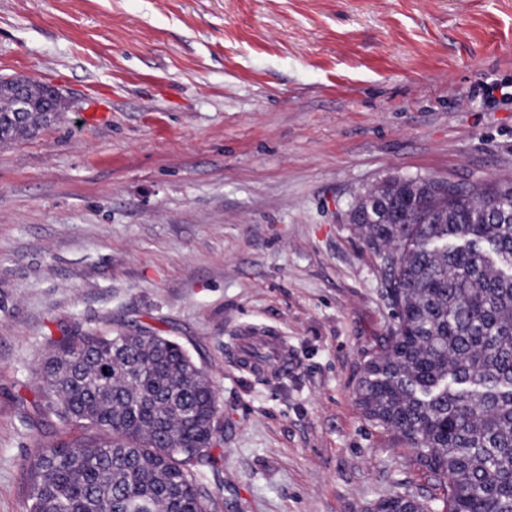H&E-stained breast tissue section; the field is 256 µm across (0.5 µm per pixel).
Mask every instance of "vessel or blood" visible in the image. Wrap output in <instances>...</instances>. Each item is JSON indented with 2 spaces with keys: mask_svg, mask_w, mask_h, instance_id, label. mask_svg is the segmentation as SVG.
Wrapping results in <instances>:
<instances>
[{
  "mask_svg": "<svg viewBox=\"0 0 512 512\" xmlns=\"http://www.w3.org/2000/svg\"><path fill=\"white\" fill-rule=\"evenodd\" d=\"M235 345L239 366L249 373L285 376L296 367L282 337L272 332L259 330L250 336L236 337Z\"/></svg>",
  "mask_w": 512,
  "mask_h": 512,
  "instance_id": "vessel-or-blood-1",
  "label": "vessel or blood"
}]
</instances>
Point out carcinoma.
Here are the masks:
<instances>
[{
	"label": "carcinoma",
	"instance_id": "1",
	"mask_svg": "<svg viewBox=\"0 0 512 512\" xmlns=\"http://www.w3.org/2000/svg\"><path fill=\"white\" fill-rule=\"evenodd\" d=\"M0 94V143L35 135ZM357 224L380 260L395 326L364 363L357 402L436 493L404 487L373 512H512V181L435 192L395 178ZM37 405L76 433L38 450L29 512H208L216 394L183 346L142 331L50 340Z\"/></svg>",
	"mask_w": 512,
	"mask_h": 512
}]
</instances>
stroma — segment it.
Segmentation results:
<instances>
[{"label":"stroma","mask_w":512,"mask_h":512,"mask_svg":"<svg viewBox=\"0 0 512 512\" xmlns=\"http://www.w3.org/2000/svg\"><path fill=\"white\" fill-rule=\"evenodd\" d=\"M66 110L0 143V512L58 440L50 339L148 330L216 392L212 512H370L432 487L356 402L394 319L348 221L398 177L512 180V0H0V78ZM296 368L244 372L236 336ZM253 336H236V358L242 370L252 374L273 373L288 377L296 367L281 336L259 330Z\"/></svg>","instance_id":"stroma-1"}]
</instances>
